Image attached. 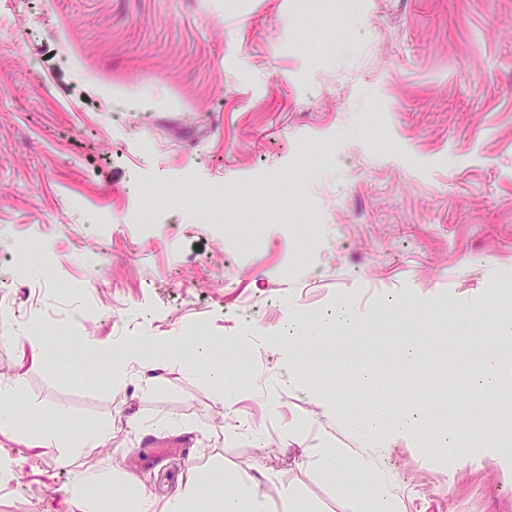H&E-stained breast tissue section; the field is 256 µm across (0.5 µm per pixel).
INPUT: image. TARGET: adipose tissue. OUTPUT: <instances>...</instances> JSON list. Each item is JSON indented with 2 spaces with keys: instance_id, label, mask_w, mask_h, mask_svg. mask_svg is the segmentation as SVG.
Here are the masks:
<instances>
[{
  "instance_id": "obj_1",
  "label": "adipose tissue",
  "mask_w": 512,
  "mask_h": 512,
  "mask_svg": "<svg viewBox=\"0 0 512 512\" xmlns=\"http://www.w3.org/2000/svg\"><path fill=\"white\" fill-rule=\"evenodd\" d=\"M193 358L188 366L207 379L212 397L226 408L236 404L243 385L252 373L249 359H239L235 371H227L212 356V341L198 335L190 337ZM21 384L0 388V434L29 448H50L55 470L71 475L68 504L71 512H196L199 502H207L210 512H268L263 495L244 481L224 483L215 481L210 470L194 467L188 470L184 490L164 502H156L145 485L132 477H113L98 469L86 467L87 449L100 448L111 443L112 429L94 426L73 433L61 427L54 414L30 409L27 417H20L14 404L20 399ZM356 475L372 480L375 501L389 503L396 497L397 484L389 472L379 464V451L363 449L356 467ZM94 486L98 494L88 497L86 486Z\"/></svg>"
}]
</instances>
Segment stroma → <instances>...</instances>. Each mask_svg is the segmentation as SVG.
<instances>
[{
    "instance_id": "35a3bbf8",
    "label": "stroma",
    "mask_w": 512,
    "mask_h": 512,
    "mask_svg": "<svg viewBox=\"0 0 512 512\" xmlns=\"http://www.w3.org/2000/svg\"><path fill=\"white\" fill-rule=\"evenodd\" d=\"M327 10L0 0V386L21 382L73 432L112 422L87 465L160 498L192 464L252 477L272 512H371L369 484L311 462L326 439L348 467L355 449H384L399 512H512V441L492 433L512 431L498 406L512 388H472L480 444L440 443L471 423L441 384L459 341L512 357V0ZM26 238L45 252L16 274ZM339 300L352 328L300 358L294 317L328 319ZM39 320L65 333L35 359L18 337ZM196 331L252 353L234 411L198 373L138 366L117 386L112 368L70 358L139 336L175 356ZM367 348L414 352L420 387L376 363L353 376ZM379 405L381 430L347 426L349 409ZM301 416L310 426L289 433ZM8 451L0 512H55L70 476L48 475L52 449Z\"/></svg>"
}]
</instances>
